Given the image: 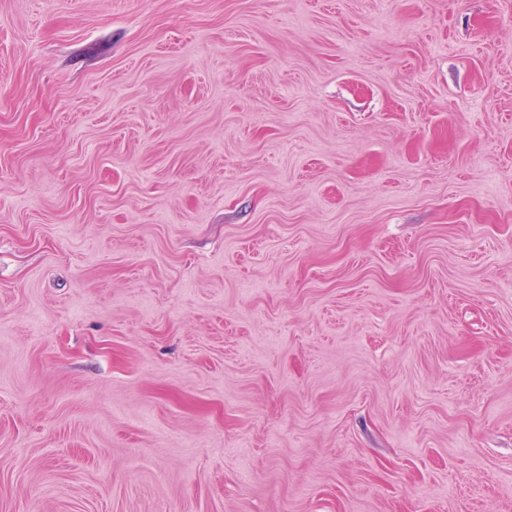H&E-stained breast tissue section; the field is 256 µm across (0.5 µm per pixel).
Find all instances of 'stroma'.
<instances>
[{
	"label": "stroma",
	"instance_id": "35a3bbf8",
	"mask_svg": "<svg viewBox=\"0 0 512 512\" xmlns=\"http://www.w3.org/2000/svg\"><path fill=\"white\" fill-rule=\"evenodd\" d=\"M0 512H512V0H0Z\"/></svg>",
	"mask_w": 512,
	"mask_h": 512
}]
</instances>
